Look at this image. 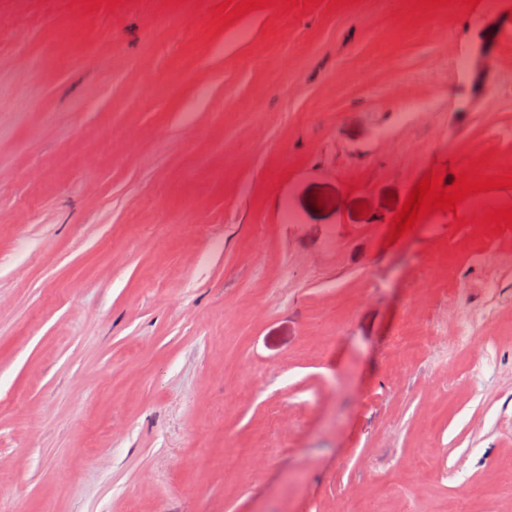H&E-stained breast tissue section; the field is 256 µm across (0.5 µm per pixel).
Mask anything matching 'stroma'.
<instances>
[{
  "label": "stroma",
  "instance_id": "1",
  "mask_svg": "<svg viewBox=\"0 0 512 512\" xmlns=\"http://www.w3.org/2000/svg\"><path fill=\"white\" fill-rule=\"evenodd\" d=\"M222 2L0 0V512H512V0Z\"/></svg>",
  "mask_w": 512,
  "mask_h": 512
}]
</instances>
